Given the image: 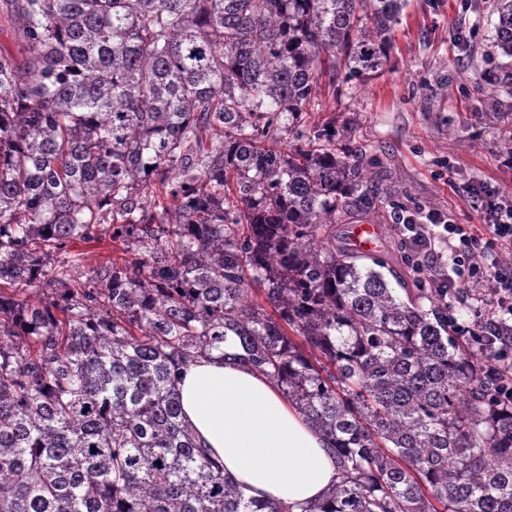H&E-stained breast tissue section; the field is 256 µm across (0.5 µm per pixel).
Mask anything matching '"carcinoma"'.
I'll return each instance as SVG.
<instances>
[{"label":"carcinoma","instance_id":"cac0c4a2","mask_svg":"<svg viewBox=\"0 0 512 512\" xmlns=\"http://www.w3.org/2000/svg\"><path fill=\"white\" fill-rule=\"evenodd\" d=\"M0 53V512H283L184 425L180 369L252 365L325 434L304 512H512V412L376 213L326 90L377 75L403 0H11ZM493 47L512 59V0ZM490 86L512 91V67ZM121 255L87 266L78 241ZM3 2L0 0V51L22 59L27 55V46L20 35L18 19L2 6ZM73 249L75 252L84 253L89 256V263L94 262L95 259L101 256L111 255L113 253L120 254V246L112 242L109 237L86 242L78 241L73 245Z\"/></svg>","mask_w":512,"mask_h":512}]
</instances>
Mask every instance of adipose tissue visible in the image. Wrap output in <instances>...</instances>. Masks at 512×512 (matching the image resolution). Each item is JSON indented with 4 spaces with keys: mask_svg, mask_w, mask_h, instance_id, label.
Returning <instances> with one entry per match:
<instances>
[{
    "mask_svg": "<svg viewBox=\"0 0 512 512\" xmlns=\"http://www.w3.org/2000/svg\"><path fill=\"white\" fill-rule=\"evenodd\" d=\"M178 394L197 442L223 462L245 497L293 508L321 501L338 482L323 435L251 368L198 359L184 369Z\"/></svg>",
    "mask_w": 512,
    "mask_h": 512,
    "instance_id": "ef3b65f1",
    "label": "adipose tissue"
}]
</instances>
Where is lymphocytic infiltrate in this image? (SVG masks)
Returning <instances> with one entry per match:
<instances>
[{
    "instance_id": "obj_1",
    "label": "lymphocytic infiltrate",
    "mask_w": 512,
    "mask_h": 512,
    "mask_svg": "<svg viewBox=\"0 0 512 512\" xmlns=\"http://www.w3.org/2000/svg\"><path fill=\"white\" fill-rule=\"evenodd\" d=\"M481 224H457L447 215L400 210L396 224L411 247L409 258L417 268H424L450 258L447 277L435 281L438 294L453 301L459 289L486 283L490 303L477 306L469 322L449 317L448 324L462 336L485 342L487 354L498 365L492 398L501 410L512 412V266L485 267L481 256L487 247L512 254V191L501 189L484 196ZM446 244L449 255L437 251V244Z\"/></svg>"
}]
</instances>
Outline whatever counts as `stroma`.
<instances>
[{
    "label": "stroma",
    "instance_id": "stroma-1",
    "mask_svg": "<svg viewBox=\"0 0 512 512\" xmlns=\"http://www.w3.org/2000/svg\"><path fill=\"white\" fill-rule=\"evenodd\" d=\"M492 0H407L391 61L377 76L330 100L337 126L351 132L372 170L387 175L392 200L377 224L379 251L400 242L394 206L447 212L479 224L467 198L484 183L512 189V95L483 86L501 60L492 46Z\"/></svg>",
    "mask_w": 512,
    "mask_h": 512
}]
</instances>
